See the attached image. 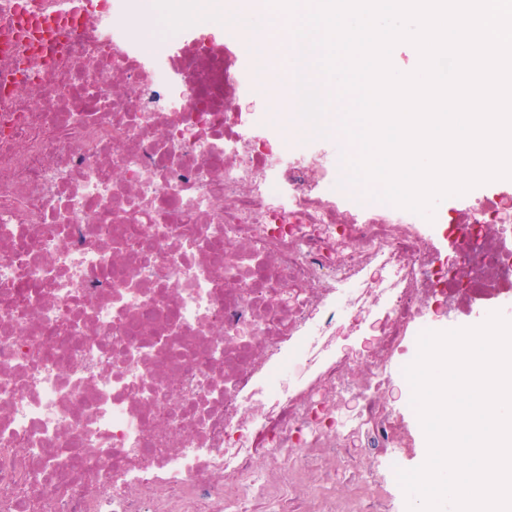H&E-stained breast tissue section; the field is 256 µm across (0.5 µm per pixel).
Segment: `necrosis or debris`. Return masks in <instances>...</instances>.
<instances>
[{
	"instance_id": "4bbe7bcc",
	"label": "necrosis or debris",
	"mask_w": 512,
	"mask_h": 512,
	"mask_svg": "<svg viewBox=\"0 0 512 512\" xmlns=\"http://www.w3.org/2000/svg\"><path fill=\"white\" fill-rule=\"evenodd\" d=\"M133 0H0V512H376L384 394L442 308L512 315V183L433 219L255 111L256 45ZM383 456V452H377L371 458H364L358 450H351L349 455L344 459H336V462L331 460L323 461L324 467L336 471V484L334 486L336 496L345 495L348 492L346 484L347 470L350 466L359 464L365 467H371L381 479H385L391 484V486L387 488L389 491L390 510L385 512H407L405 494L398 483L397 477L392 476L385 468Z\"/></svg>"
}]
</instances>
